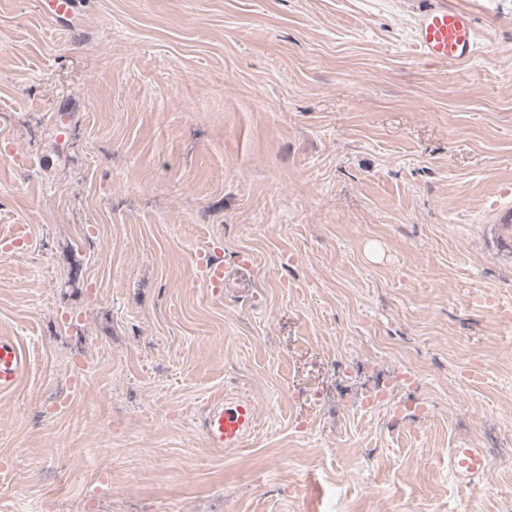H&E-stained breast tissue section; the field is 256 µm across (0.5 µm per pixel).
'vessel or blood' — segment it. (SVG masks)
Instances as JSON below:
<instances>
[{
    "mask_svg": "<svg viewBox=\"0 0 512 512\" xmlns=\"http://www.w3.org/2000/svg\"><path fill=\"white\" fill-rule=\"evenodd\" d=\"M77 12V0H43L42 13L58 23ZM414 41L420 52L434 61H463L470 57L476 34L470 18L449 8L446 0H430L414 30ZM212 286L223 285L234 278L239 287L251 285L245 272H229L223 258H213L206 265ZM28 371L27 358L10 337H0V394L14 391ZM258 415L253 402L246 398L219 399L206 405L201 413V431L212 448H241L254 433ZM449 465L456 482L475 484L485 472L488 461L482 448L470 446L449 452Z\"/></svg>",
    "mask_w": 512,
    "mask_h": 512,
    "instance_id": "vessel-or-blood-1",
    "label": "vessel or blood"
}]
</instances>
